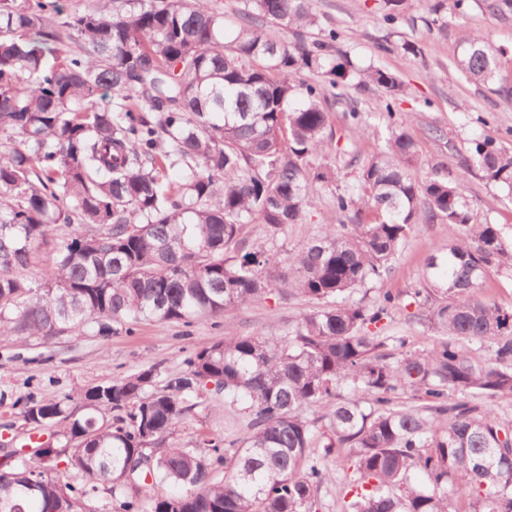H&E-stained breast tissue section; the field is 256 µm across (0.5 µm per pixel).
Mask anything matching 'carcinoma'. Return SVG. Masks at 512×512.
<instances>
[{
  "mask_svg": "<svg viewBox=\"0 0 512 512\" xmlns=\"http://www.w3.org/2000/svg\"><path fill=\"white\" fill-rule=\"evenodd\" d=\"M408 2L382 0L386 23ZM445 2L425 18L440 31ZM237 15L229 34L209 0H98L67 15L58 0H0L1 338L189 327L276 288L311 304L278 335L227 332L177 370L18 399L24 424L52 433L3 454L0 512H97L102 492L113 512H319L333 456L351 471L340 512H512V421L492 406L512 398V307L483 289L512 245L477 222L460 181L416 178L418 144L394 127L357 191L333 195L341 222L275 250L311 190L337 181L320 162L329 97L373 87L391 118L404 84L355 70L312 0H241ZM462 46L467 79L512 96L502 52L472 31ZM102 90L112 107L96 105ZM463 166L512 195V152L493 140L474 142ZM173 168L181 181L166 179ZM438 221L452 239L413 291L437 340L413 349L381 335L399 295H351L388 276L415 225ZM219 399L224 432L172 442ZM61 462L74 482L57 478Z\"/></svg>",
  "mask_w": 512,
  "mask_h": 512,
  "instance_id": "cac0c4a2",
  "label": "carcinoma"
}]
</instances>
